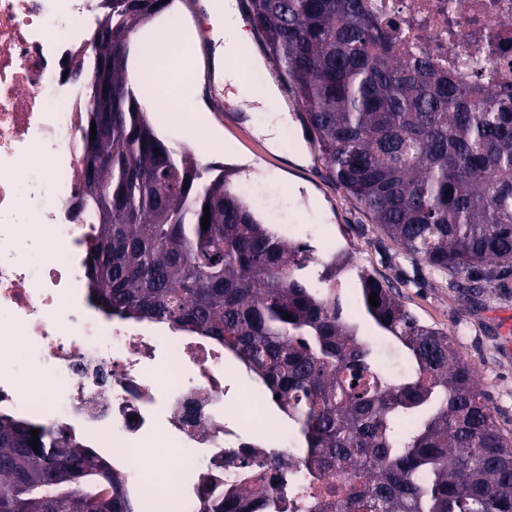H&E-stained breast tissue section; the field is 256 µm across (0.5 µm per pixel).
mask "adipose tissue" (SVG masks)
<instances>
[{
    "instance_id": "1",
    "label": "adipose tissue",
    "mask_w": 512,
    "mask_h": 512,
    "mask_svg": "<svg viewBox=\"0 0 512 512\" xmlns=\"http://www.w3.org/2000/svg\"><path fill=\"white\" fill-rule=\"evenodd\" d=\"M209 8L217 24L215 38L224 81L238 84L240 73L250 70L255 60L246 32L233 21L238 13L236 0H211ZM198 53L196 31L185 25L179 12H172L164 22L147 26L138 35L127 81L133 88L145 89L141 99L144 111L179 113L190 133L188 146L204 143L215 152L223 138L198 101Z\"/></svg>"
}]
</instances>
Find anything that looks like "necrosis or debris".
Returning a JSON list of instances; mask_svg holds the SVG:
<instances>
[{
	"label": "necrosis or debris",
	"instance_id": "obj_1",
	"mask_svg": "<svg viewBox=\"0 0 512 512\" xmlns=\"http://www.w3.org/2000/svg\"><path fill=\"white\" fill-rule=\"evenodd\" d=\"M398 38L394 56L430 60L453 79L488 92L512 90V0H367ZM96 25L90 0H0V411L95 435L112 429L108 453L141 512L153 441L169 458L168 512H200L205 476L254 489L258 468L244 457L283 458L280 512H336L333 480L307 459L292 429L264 434L271 399L235 370L223 344L93 305L84 277L92 227L73 223L82 88L70 62L87 51ZM51 158L48 173L39 157ZM44 254L40 270L21 255ZM23 337L29 367L54 385L50 399L20 386L11 336Z\"/></svg>",
	"mask_w": 512,
	"mask_h": 512
}]
</instances>
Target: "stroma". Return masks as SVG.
Returning a JSON list of instances; mask_svg holds the SVG:
<instances>
[{
  "instance_id": "1",
  "label": "stroma",
  "mask_w": 512,
  "mask_h": 512,
  "mask_svg": "<svg viewBox=\"0 0 512 512\" xmlns=\"http://www.w3.org/2000/svg\"><path fill=\"white\" fill-rule=\"evenodd\" d=\"M248 37L257 64L236 87L224 84L213 44L200 45V100L235 148L232 155L213 156L212 164L231 169L233 191L264 199V208L257 212L262 223L316 251L308 268L310 280H317L334 258L347 256L351 269L340 274V282L351 285L358 272L371 274L393 286L422 323L447 332L476 369L502 430L512 435V289L489 285L471 298L389 239L331 180L305 129L294 88L256 31ZM271 89L284 116L274 141L264 133L268 112L246 109L249 100L261 99Z\"/></svg>"
}]
</instances>
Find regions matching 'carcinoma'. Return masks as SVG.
Here are the masks:
<instances>
[{
  "label": "carcinoma",
  "mask_w": 512,
  "mask_h": 512,
  "mask_svg": "<svg viewBox=\"0 0 512 512\" xmlns=\"http://www.w3.org/2000/svg\"><path fill=\"white\" fill-rule=\"evenodd\" d=\"M169 2L99 0L96 28L112 31V58H75L85 101L74 197L80 223L96 229L86 258L95 304L224 344L279 396L308 458L344 478L338 512H512V437L448 334L359 274V310L400 348L399 371L382 373L372 339L309 286L307 250L262 224L224 170L209 175L155 133L127 85L122 44ZM250 11L336 183L457 286L504 287L512 93L455 83L424 59L396 61L362 0H250ZM93 125L105 133L90 136ZM216 482L201 485L202 512L275 506L272 480L247 500L213 494ZM0 512H138V501L69 432L1 413Z\"/></svg>",
  "instance_id": "obj_1"
}]
</instances>
